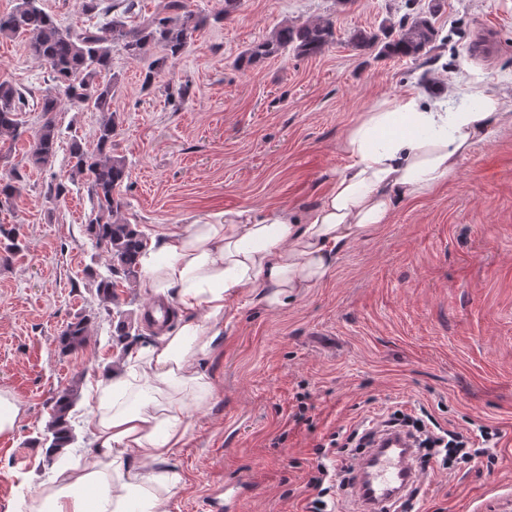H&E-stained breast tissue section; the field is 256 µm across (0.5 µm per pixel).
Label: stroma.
I'll list each match as a JSON object with an SVG mask.
<instances>
[{
	"mask_svg": "<svg viewBox=\"0 0 512 512\" xmlns=\"http://www.w3.org/2000/svg\"><path fill=\"white\" fill-rule=\"evenodd\" d=\"M188 5L206 23L153 80L145 75L165 54L158 44L137 60L113 52L97 77L115 84L124 214L156 236L223 210L304 214L346 167L345 134L378 99L416 92L455 105L483 82L512 110V0H444L439 36L417 60L379 57L348 37L428 0H239L228 14L224 0ZM319 20L336 30L322 54L287 51L237 67L278 27ZM49 74L24 39L0 38V81L61 100L51 169L27 160L38 108L22 113L20 138L0 144V178L24 176L19 195L0 204V224L23 246H0V389L25 407L12 434L0 435V512L16 506V471L39 480L52 472L35 456L48 399L73 383L87 388L116 357L114 324L84 274L106 270L85 232L92 201L67 180L69 145L95 150L99 115L66 100ZM182 86L187 95L170 105ZM80 315L88 341L65 349L59 336ZM228 317L222 347L205 362L214 398L188 407L192 438L169 461L184 477L172 512H203L213 484L230 478L253 486L236 512H307L315 444L393 401L424 404L445 425L475 419L500 432L491 469L422 474L418 512H512L511 125L478 144L446 186L403 202L390 223L353 242L288 307L244 297ZM300 393L310 396L308 426L292 419Z\"/></svg>",
	"mask_w": 512,
	"mask_h": 512,
	"instance_id": "1",
	"label": "stroma"
}]
</instances>
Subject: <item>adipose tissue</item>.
Segmentation results:
<instances>
[{
  "mask_svg": "<svg viewBox=\"0 0 512 512\" xmlns=\"http://www.w3.org/2000/svg\"><path fill=\"white\" fill-rule=\"evenodd\" d=\"M506 124L512 113L483 85L450 108L412 95L382 98L347 130L349 163L304 219L229 210L161 235L140 254V270L152 294L173 300L183 316L95 381L88 447L22 496L23 512H171L184 477L168 461L191 436L188 405L204 409L214 397L196 363L214 353L227 301L288 305L325 279L353 241L390 223L400 202L447 184Z\"/></svg>",
  "mask_w": 512,
  "mask_h": 512,
  "instance_id": "adipose-tissue-1",
  "label": "adipose tissue"
}]
</instances>
